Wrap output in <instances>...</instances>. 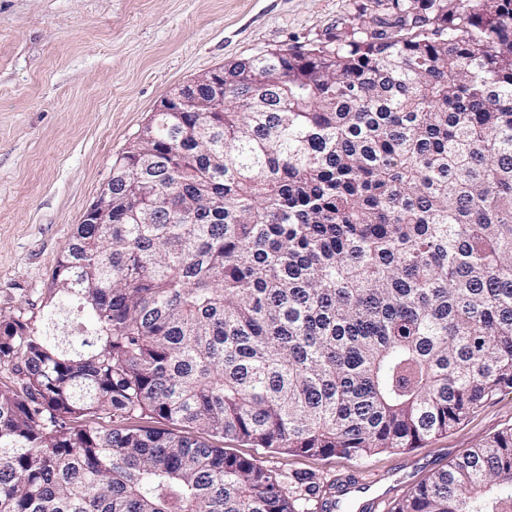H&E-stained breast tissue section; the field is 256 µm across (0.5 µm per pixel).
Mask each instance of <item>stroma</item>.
I'll list each match as a JSON object with an SVG mask.
<instances>
[{
    "label": "stroma",
    "instance_id": "35a3bbf8",
    "mask_svg": "<svg viewBox=\"0 0 512 512\" xmlns=\"http://www.w3.org/2000/svg\"><path fill=\"white\" fill-rule=\"evenodd\" d=\"M376 0H0V316H39L52 271L161 101L259 52L326 41ZM512 427V390L406 451L311 456L224 441L284 480L374 476L391 505Z\"/></svg>",
    "mask_w": 512,
    "mask_h": 512
}]
</instances>
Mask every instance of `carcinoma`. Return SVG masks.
<instances>
[{"label": "carcinoma", "mask_w": 512, "mask_h": 512, "mask_svg": "<svg viewBox=\"0 0 512 512\" xmlns=\"http://www.w3.org/2000/svg\"><path fill=\"white\" fill-rule=\"evenodd\" d=\"M377 2L148 123L41 318L0 316V512H298L205 438L410 450L512 389V0ZM389 512H512V428Z\"/></svg>", "instance_id": "1"}]
</instances>
